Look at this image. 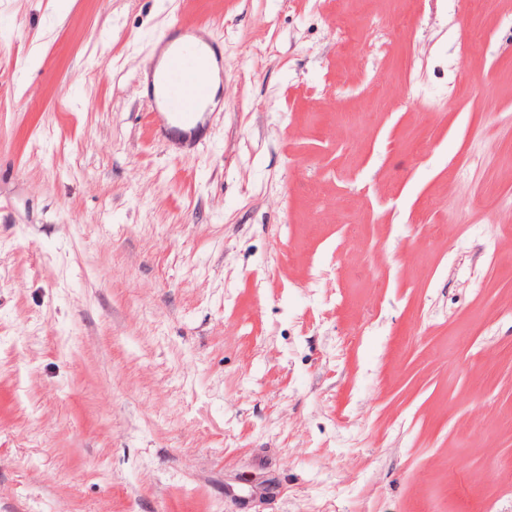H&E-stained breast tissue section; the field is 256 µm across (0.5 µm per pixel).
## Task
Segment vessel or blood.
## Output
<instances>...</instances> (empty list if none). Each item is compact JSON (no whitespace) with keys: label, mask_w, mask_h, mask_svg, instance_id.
Instances as JSON below:
<instances>
[{"label":"vessel or blood","mask_w":512,"mask_h":512,"mask_svg":"<svg viewBox=\"0 0 512 512\" xmlns=\"http://www.w3.org/2000/svg\"><path fill=\"white\" fill-rule=\"evenodd\" d=\"M208 65L206 53L199 48L176 49L163 77L162 99L151 104V111L167 112L174 122L181 125L193 123L195 107L209 94L207 83L200 78Z\"/></svg>","instance_id":"1"}]
</instances>
